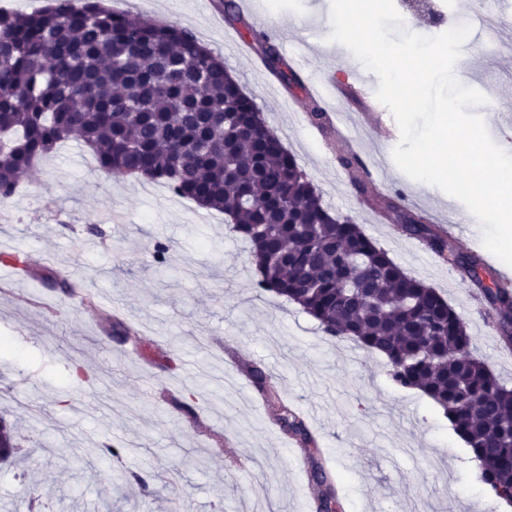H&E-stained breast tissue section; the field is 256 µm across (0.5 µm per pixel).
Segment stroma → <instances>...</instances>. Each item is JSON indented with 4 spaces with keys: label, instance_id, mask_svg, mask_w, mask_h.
Instances as JSON below:
<instances>
[{
    "label": "stroma",
    "instance_id": "obj_1",
    "mask_svg": "<svg viewBox=\"0 0 512 512\" xmlns=\"http://www.w3.org/2000/svg\"><path fill=\"white\" fill-rule=\"evenodd\" d=\"M111 2L189 28L222 55L324 201L436 288L465 321L474 354L512 383V352L487 328L483 302L468 281L360 198L402 191L432 224L458 225L453 243L467 252L482 245L483 227L472 223L461 201L384 160L380 134L367 131L357 134L361 160L369 167L384 163L386 179L357 191L335 142L309 135V104L328 113L332 101L285 89L257 54L226 52L225 36L244 31L223 11L208 15L200 0ZM408 2L394 0L404 30L436 36L471 26L453 74L485 96L475 112L498 114L501 129L491 138L512 153L506 114L512 78L503 71L512 11L490 24L475 0H432L444 17L435 25ZM252 3L274 20L276 34H287L288 53L306 57L324 80L365 73L345 45L328 39L332 0ZM19 181L24 190L0 221V252L19 247L29 271L0 280V337L8 342L0 351V418L12 424L26 460L17 467L0 463V507L27 512L34 489L41 512H316L307 469L293 459L297 442L269 423L246 375L256 365L281 397L307 414L344 512H501L450 422L421 392L394 385L384 357L326 336L297 305L255 290L248 246L229 231L223 213L173 199L160 183L113 178L73 142ZM158 239L169 246L161 269L152 255ZM50 269L134 325L142 350L128 353L79 297L49 288L41 275ZM166 355L176 358V369L161 366ZM182 396L195 420L173 406ZM213 429L222 432L223 445L209 438ZM108 441L124 442L127 455L94 459L81 472L44 451L50 444L96 448ZM124 469L145 476L148 490L115 486Z\"/></svg>",
    "mask_w": 512,
    "mask_h": 512
}]
</instances>
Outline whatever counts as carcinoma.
<instances>
[{
    "instance_id": "1",
    "label": "carcinoma",
    "mask_w": 512,
    "mask_h": 512,
    "mask_svg": "<svg viewBox=\"0 0 512 512\" xmlns=\"http://www.w3.org/2000/svg\"><path fill=\"white\" fill-rule=\"evenodd\" d=\"M244 28L279 81L304 89L275 40ZM72 141L104 172L161 181L176 196L224 213L249 243L254 286L298 305L326 335L384 354L391 381L442 409L481 480L512 504V387L472 353L465 322L436 289L324 202L224 59L191 30L104 0H47L32 13L0 9V206L10 204L20 174ZM339 161L360 188L361 160L343 151ZM366 203L396 216L400 233L459 270L512 345V289L479 254L457 250L399 193ZM45 278L76 294L66 276L49 271ZM103 322L110 335L135 334L120 319L105 315ZM250 374L272 422L310 448L317 512H341L305 419L267 386L262 370Z\"/></svg>"
}]
</instances>
